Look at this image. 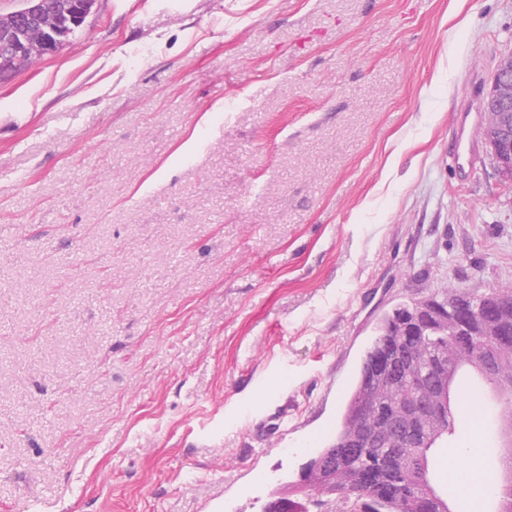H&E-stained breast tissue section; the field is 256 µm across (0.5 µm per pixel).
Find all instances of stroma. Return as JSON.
<instances>
[{"label": "stroma", "mask_w": 512, "mask_h": 512, "mask_svg": "<svg viewBox=\"0 0 512 512\" xmlns=\"http://www.w3.org/2000/svg\"><path fill=\"white\" fill-rule=\"evenodd\" d=\"M509 51L512 0H95L0 82V512L297 498L385 312L512 284V182L448 158ZM454 384L451 500L512 438ZM480 113H453L450 119V129L454 140V149L451 153V159L454 165L464 168L463 156L465 146H470L473 133L478 126ZM451 458L454 461V470L459 476L458 461L461 459L464 464V473L471 487V493L480 495L482 489L487 485L490 476L486 475L481 467L480 456L473 449H470L463 456H460L456 450H451Z\"/></svg>", "instance_id": "35a3bbf8"}]
</instances>
